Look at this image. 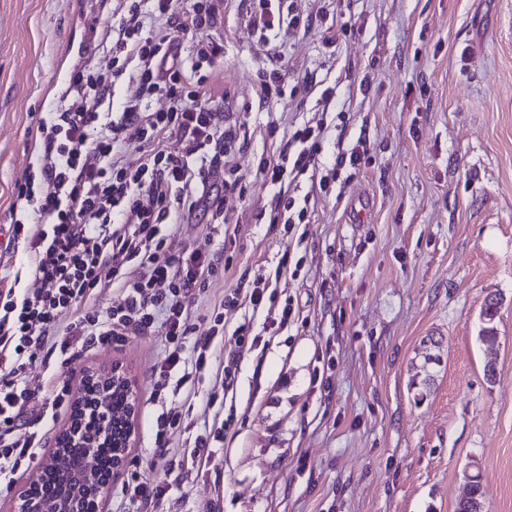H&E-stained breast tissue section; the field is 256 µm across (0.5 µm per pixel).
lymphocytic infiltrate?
<instances>
[{"label":"lymphocytic infiltrate","instance_id":"1","mask_svg":"<svg viewBox=\"0 0 512 512\" xmlns=\"http://www.w3.org/2000/svg\"><path fill=\"white\" fill-rule=\"evenodd\" d=\"M127 10L112 27V50L123 63L111 77L80 67L73 71L62 95L60 111L41 119L38 132L44 149L37 159L38 179L14 187L17 199L35 203L40 219L15 220L13 238L24 239L35 287L24 292L0 289V489L10 490L25 464L43 446L40 432L27 426L26 408L40 400L49 418L72 411L65 380L50 393L31 390L25 372L36 359L55 358L65 367L98 346L125 341L132 333L148 332L163 318L167 356L155 371L152 428L157 448H164L170 430L183 421L182 412L167 398L179 395L192 375L209 370L213 342L224 322L223 310L213 313L209 334L194 338L192 304L222 273L218 250L185 246L174 248L165 228L175 216L210 213L213 223L229 224L227 196L245 198L246 187L229 160L243 146L241 127L218 106L200 99V88L220 60L223 48L211 42L198 45L192 63H184L168 30L176 24L174 0H154L152 32H144L142 0H127ZM135 61L137 93L120 111L105 112L101 105L112 94L126 61ZM168 100L163 112L143 110L145 99ZM174 133L183 142L180 153L168 152L161 137ZM291 139L300 149L290 164L266 162L257 172L276 187L269 223L305 222L307 210L279 189L288 176H301L322 152L320 126L297 128ZM140 141L145 149L138 166L120 156L122 144ZM223 169L222 187L211 184L215 169ZM150 270L137 277L138 268ZM118 288L111 307L99 309L98 290ZM71 320L59 326L61 312ZM296 318L292 303L277 316L267 317L261 331L252 323L234 331L235 355L224 363L222 390L234 385L239 355L256 351L266 338L282 332ZM125 492L143 505L168 500L175 465L163 461L159 481H141L140 463L130 460Z\"/></svg>","mask_w":512,"mask_h":512}]
</instances>
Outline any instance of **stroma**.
Segmentation results:
<instances>
[{"instance_id":"stroma-1","label":"stroma","mask_w":512,"mask_h":512,"mask_svg":"<svg viewBox=\"0 0 512 512\" xmlns=\"http://www.w3.org/2000/svg\"><path fill=\"white\" fill-rule=\"evenodd\" d=\"M211 4L214 27L170 36L185 55L198 41L223 45L202 98L244 123L233 163L250 188L227 199L228 230L199 213L168 228L175 246L222 247L229 259L194 303L196 333L259 276L299 318L239 360L221 412L206 406L211 375L192 381L194 431L233 422L220 454L182 474L173 512H454L473 467L487 512H512V0H295L301 25L268 42L250 30L251 0ZM124 13L125 0H0V263L20 287L34 281L25 242L9 238L14 185L36 173L37 126L72 71L111 73L105 32ZM272 69L281 92L268 97L260 77ZM307 123L321 124L323 151L283 186L306 203L307 223H256L275 194L260 160L280 161ZM359 146L367 163L336 170L322 191L337 154ZM361 203L364 221L351 223ZM286 252L297 273L277 272ZM434 340L440 361L428 365ZM165 345L158 323L62 370L76 397L88 372L123 366L141 406L128 454L148 482L163 476L151 376ZM423 370L433 382L419 401L411 382Z\"/></svg>"}]
</instances>
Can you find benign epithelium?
Wrapping results in <instances>:
<instances>
[{
  "instance_id": "1",
  "label": "benign epithelium",
  "mask_w": 512,
  "mask_h": 512,
  "mask_svg": "<svg viewBox=\"0 0 512 512\" xmlns=\"http://www.w3.org/2000/svg\"><path fill=\"white\" fill-rule=\"evenodd\" d=\"M94 388L82 392L78 397V409H84L87 402H93V419L97 426V438L112 442L111 473L122 470L127 458L129 442L132 436V423L140 412V403L136 391L122 367L116 365L111 370L95 373L92 378ZM123 392L125 408L122 419H112V398L115 391ZM93 440L85 436L83 429H69L56 439L52 460L59 462L64 450L68 448L84 449L81 464L73 470L60 472L62 500L59 512H93L94 503L111 491L112 482L103 481L97 458L92 450ZM15 512H41L38 498L24 488L15 496Z\"/></svg>"
}]
</instances>
